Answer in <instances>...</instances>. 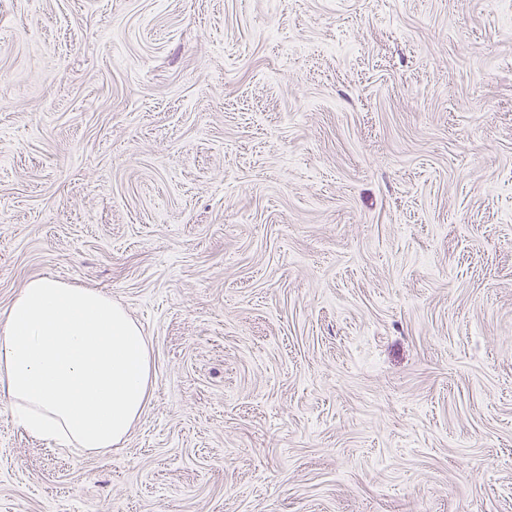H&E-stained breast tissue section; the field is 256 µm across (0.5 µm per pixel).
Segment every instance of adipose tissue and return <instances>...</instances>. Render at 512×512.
Returning a JSON list of instances; mask_svg holds the SVG:
<instances>
[{
    "label": "adipose tissue",
    "mask_w": 512,
    "mask_h": 512,
    "mask_svg": "<svg viewBox=\"0 0 512 512\" xmlns=\"http://www.w3.org/2000/svg\"><path fill=\"white\" fill-rule=\"evenodd\" d=\"M151 382L141 327L100 291L35 278L0 315V398L33 437L93 452L121 444Z\"/></svg>",
    "instance_id": "adipose-tissue-1"
}]
</instances>
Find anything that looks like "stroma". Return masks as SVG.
Wrapping results in <instances>:
<instances>
[{
	"label": "stroma",
	"mask_w": 512,
	"mask_h": 512,
	"mask_svg": "<svg viewBox=\"0 0 512 512\" xmlns=\"http://www.w3.org/2000/svg\"><path fill=\"white\" fill-rule=\"evenodd\" d=\"M105 292L126 441L0 402V512H512V0H0V313Z\"/></svg>",
	"instance_id": "obj_1"
}]
</instances>
